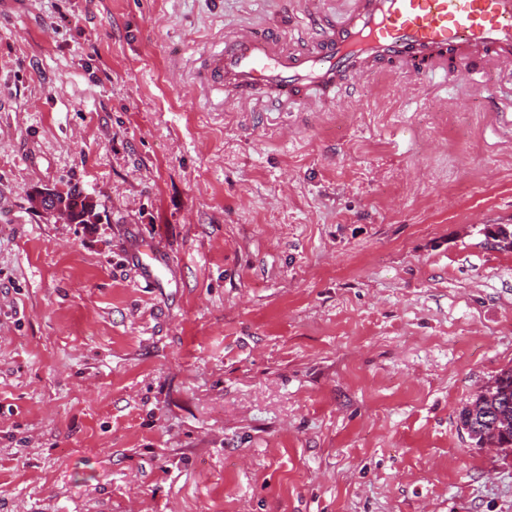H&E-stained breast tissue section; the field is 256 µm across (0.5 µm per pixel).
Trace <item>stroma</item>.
Listing matches in <instances>:
<instances>
[{
	"mask_svg": "<svg viewBox=\"0 0 512 512\" xmlns=\"http://www.w3.org/2000/svg\"><path fill=\"white\" fill-rule=\"evenodd\" d=\"M352 3L0 0V512H512L458 421L512 367V69L197 81ZM74 186L97 223L31 210ZM492 224L484 228L485 236L497 249L512 252V225ZM136 263L145 277L156 278V270L164 266L157 249L152 244H141L136 252Z\"/></svg>",
	"mask_w": 512,
	"mask_h": 512,
	"instance_id": "stroma-1",
	"label": "stroma"
}]
</instances>
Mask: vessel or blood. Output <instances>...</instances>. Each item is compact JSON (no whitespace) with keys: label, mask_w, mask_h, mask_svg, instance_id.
<instances>
[{"label":"vessel or blood","mask_w":512,"mask_h":512,"mask_svg":"<svg viewBox=\"0 0 512 512\" xmlns=\"http://www.w3.org/2000/svg\"><path fill=\"white\" fill-rule=\"evenodd\" d=\"M449 54L468 70L491 58L512 66V0H357L306 49L270 33L233 32L205 55L199 74L239 100L330 102L342 84L363 80L368 62L424 60L439 69ZM136 263L151 278L163 260L143 244Z\"/></svg>","instance_id":"1"}]
</instances>
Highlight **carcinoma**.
Returning a JSON list of instances; mask_svg holds the SVG:
<instances>
[{"label":"carcinoma","instance_id":"obj_1","mask_svg":"<svg viewBox=\"0 0 512 512\" xmlns=\"http://www.w3.org/2000/svg\"><path fill=\"white\" fill-rule=\"evenodd\" d=\"M65 208L74 224H87L97 217L96 205L82 191L74 188L64 197ZM491 244L512 252V227L492 224L485 227ZM462 430L478 446L494 444L512 448V368L502 369L467 402L459 413Z\"/></svg>","mask_w":512,"mask_h":512}]
</instances>
